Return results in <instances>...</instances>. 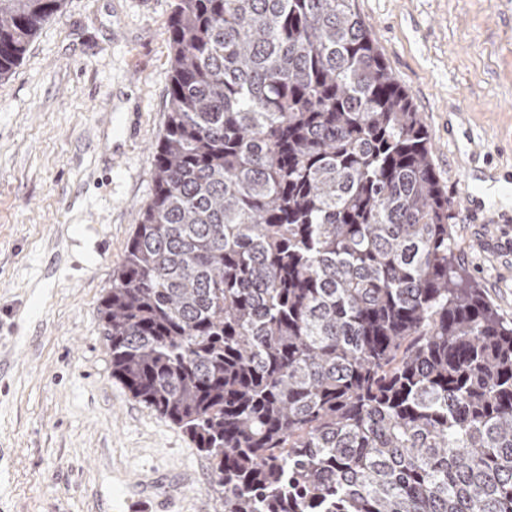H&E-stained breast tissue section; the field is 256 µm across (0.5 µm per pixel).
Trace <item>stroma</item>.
<instances>
[{
    "label": "stroma",
    "instance_id": "stroma-1",
    "mask_svg": "<svg viewBox=\"0 0 512 512\" xmlns=\"http://www.w3.org/2000/svg\"><path fill=\"white\" fill-rule=\"evenodd\" d=\"M175 0H63L0 81V512H224L211 464L112 377L97 308L153 190ZM411 95L452 251L512 320V0H355ZM492 172L469 217L470 171Z\"/></svg>",
    "mask_w": 512,
    "mask_h": 512
}]
</instances>
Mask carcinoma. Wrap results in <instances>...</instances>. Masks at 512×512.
<instances>
[{
	"label": "carcinoma",
	"mask_w": 512,
	"mask_h": 512,
	"mask_svg": "<svg viewBox=\"0 0 512 512\" xmlns=\"http://www.w3.org/2000/svg\"><path fill=\"white\" fill-rule=\"evenodd\" d=\"M62 0H0V79ZM355 0H176L153 193L98 317L224 512H512V326Z\"/></svg>",
	"instance_id": "carcinoma-1"
}]
</instances>
